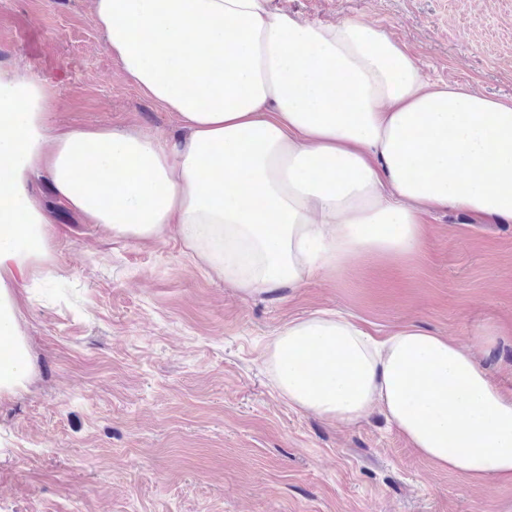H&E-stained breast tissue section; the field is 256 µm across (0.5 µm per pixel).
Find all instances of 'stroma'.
<instances>
[{"label": "stroma", "mask_w": 512, "mask_h": 512, "mask_svg": "<svg viewBox=\"0 0 512 512\" xmlns=\"http://www.w3.org/2000/svg\"><path fill=\"white\" fill-rule=\"evenodd\" d=\"M270 5L370 22L426 80L512 99V0ZM0 70L53 87L51 130L181 134L122 71L91 0H0ZM26 190L54 236L6 279L29 374L0 393V512H512V485L439 469L381 412L342 424L295 410L265 364L288 322L338 310L379 336L413 322L450 337L512 394V222L437 210L410 262L245 296L176 232L118 239L46 176ZM487 321L492 347L474 335Z\"/></svg>", "instance_id": "1"}]
</instances>
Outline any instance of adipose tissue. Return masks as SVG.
<instances>
[{
	"label": "adipose tissue",
	"instance_id": "ef3b65f1",
	"mask_svg": "<svg viewBox=\"0 0 512 512\" xmlns=\"http://www.w3.org/2000/svg\"><path fill=\"white\" fill-rule=\"evenodd\" d=\"M122 71L184 137L49 133L53 89L0 73V275L52 236L24 185L113 237L175 231L244 295L341 277L419 250L422 217L512 221V102L425 81L370 23H306L268 0H94ZM0 390L28 372L14 292L0 278ZM266 363L289 405L354 423L382 411L438 468L512 483V397L460 344L409 324L378 338L340 312L292 321Z\"/></svg>",
	"mask_w": 512,
	"mask_h": 512
}]
</instances>
